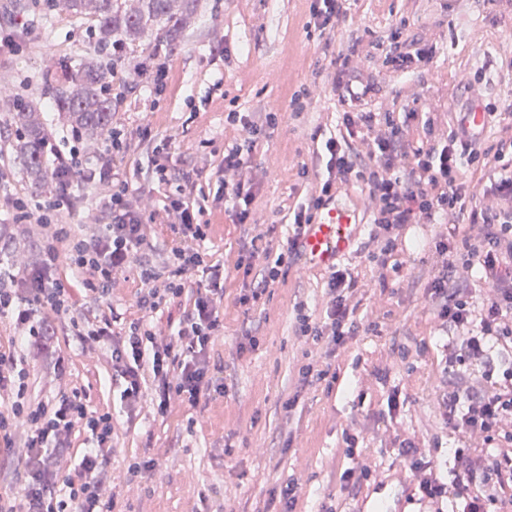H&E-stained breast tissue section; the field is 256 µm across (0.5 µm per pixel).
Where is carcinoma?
<instances>
[{"instance_id":"cac0c4a2","label":"carcinoma","mask_w":512,"mask_h":512,"mask_svg":"<svg viewBox=\"0 0 512 512\" xmlns=\"http://www.w3.org/2000/svg\"><path fill=\"white\" fill-rule=\"evenodd\" d=\"M198 0H137L125 10L118 0H63L69 13L93 23L97 46L76 68L45 79L44 88L70 126L95 139L107 130L112 119V68L101 60L108 47H126L139 40L153 25L160 27L168 46H175L178 34L192 15ZM18 136L14 151L33 183L41 187L45 169L48 133L42 113L32 101L21 102L8 113Z\"/></svg>"}]
</instances>
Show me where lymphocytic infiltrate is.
I'll return each instance as SVG.
<instances>
[{
    "label": "lymphocytic infiltrate",
    "instance_id": "lymphocytic-infiltrate-1",
    "mask_svg": "<svg viewBox=\"0 0 512 512\" xmlns=\"http://www.w3.org/2000/svg\"><path fill=\"white\" fill-rule=\"evenodd\" d=\"M375 46L396 69L427 62L431 55L399 29L378 38ZM355 54L352 47L337 53L325 75L338 101L348 106L343 130L321 144L325 168L306 202L293 211L294 232L285 253L268 244L261 250V263H246L251 281L239 302H257L274 285L285 260L300 255L302 238L318 210L342 190L357 187L365 194L372 224L368 242L377 248L372 259L379 282L388 280V257L407 225H439L427 292L435 305L437 329L446 338L448 381L440 418L459 443L453 476H443L418 439L394 440L392 448L408 462L414 490L427 512H512V99L486 110V121L496 130L492 144H484L460 121L446 141H438L429 119L425 142L413 147L407 132L409 121L417 117L414 110H405L400 119L390 112L364 111L374 87L358 77L352 64ZM227 119L240 124L246 138L224 154V199L235 222L247 224L253 219L250 205L257 191L242 174L276 115L269 112L259 120L251 112H231ZM110 139V146L86 164L56 160L53 175L59 192L49 210L69 208L70 174L77 167L84 180L111 183L102 205L111 223L87 240L72 238L66 225H55L39 243L38 265L21 277L0 276V318H10L18 329L11 346L0 347V450L18 453L24 467L20 492L0 491V512H104L115 503L109 467L114 418L89 410L83 388L67 382L65 345L104 357L129 408L140 401L149 381L156 386L161 415L172 399L195 405L210 392L224 390L209 364V348L222 328L224 269L212 266L208 283L186 286L189 274L204 263L198 247L206 237L203 212L166 197L163 219L178 227L188 243L172 247L168 267H159L154 246L141 233L135 192L115 179V157L123 145L120 132H112ZM474 171L479 181L471 180ZM63 254L90 291L107 293L114 276L134 268L144 285L142 309L157 311L187 289L193 306L165 336L148 321L115 330L105 314L75 312L58 278ZM357 283L348 269L332 271L322 301L324 318L313 322L301 316L299 338L325 344L331 355L347 348L360 331ZM58 320L68 322L69 335L58 334ZM31 362L48 366L59 385L54 396L28 397ZM79 438L87 447L74 469L64 470L62 460Z\"/></svg>",
    "mask_w": 512,
    "mask_h": 512
}]
</instances>
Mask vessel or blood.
<instances>
[{
	"mask_svg": "<svg viewBox=\"0 0 512 512\" xmlns=\"http://www.w3.org/2000/svg\"><path fill=\"white\" fill-rule=\"evenodd\" d=\"M359 225L351 209L333 202L324 206L304 237L305 262L318 268L336 266L354 250Z\"/></svg>",
	"mask_w": 512,
	"mask_h": 512,
	"instance_id": "b4317fda",
	"label": "vessel or blood"
}]
</instances>
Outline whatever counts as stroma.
Returning a JSON list of instances; mask_svg holds the SVG:
<instances>
[{"label":"stroma","mask_w":512,"mask_h":512,"mask_svg":"<svg viewBox=\"0 0 512 512\" xmlns=\"http://www.w3.org/2000/svg\"><path fill=\"white\" fill-rule=\"evenodd\" d=\"M25 2L20 12L15 0H0V35L13 39L12 46L0 48V80L11 82L16 99L39 107L50 133L48 155L74 153L86 160L107 145V137L88 139L64 122L52 96L44 93L42 78L77 65L93 49L95 32L64 6ZM309 6L310 0H198L175 49L165 47L153 26L122 52L102 54L120 77L112 86L111 125L123 133L125 149L114 171L137 193L143 231L158 248L157 261H165V249L181 241L171 225L155 218L165 197L180 190L187 202L204 207L208 223L200 245L206 265L194 271V279L206 280L211 265L224 267V329L210 351L224 393L201 398L195 406L175 402L161 416L152 404L155 388L148 384L141 404L129 412L103 360L69 350V371L84 386L90 409L121 417L111 459L120 512H281L280 488L290 479L298 485L299 512H319L325 503L335 512H356L364 493L379 486L391 493L399 479L410 478L408 465L388 450L397 434L425 438L435 462L447 471L454 466L448 450L455 437L436 412L448 377L445 338L434 328L427 293L438 225L409 227L395 254L401 269L382 287L363 247L370 231L364 195L354 188L337 194V202L355 209L361 221L359 243L341 262L358 273L364 290L356 319L376 322L377 328L361 332L349 349L330 359L333 385L302 386L301 367L326 358V347L310 349L297 338L296 316L301 309L320 316L330 272L297 261L253 306L240 305L249 279L237 261L248 256L253 232L224 209V152L245 138L225 115H278L252 153L251 176L259 184L253 204L259 223L272 226L274 242H285L293 209L311 188L298 172L304 167L314 172L320 165L312 136L327 138L340 129L342 108L320 72L351 46L352 35L380 36L401 25L406 35L431 44L430 60L406 71L384 65L377 55L356 60L375 85L368 109L396 112L398 94L414 99L418 119L409 134L417 144L423 120L447 111L451 100L499 104L512 97V84L501 72L502 59L512 55V0H497L489 9L480 0H350L345 18L324 33L309 27ZM148 57L168 72L162 88L154 87L151 72L136 68ZM465 70L476 74L468 91L460 87ZM303 89L310 104L297 117L290 101ZM14 141L0 97V225L9 227L0 236V271L20 276L40 259L37 218L56 186L34 188ZM158 161L167 164L169 183L155 179ZM72 179L80 188L57 221L69 225L72 235L88 237L105 221L103 192L82 183L80 174ZM17 201L31 214L19 226L13 223ZM59 278L71 289L77 309L114 314L121 327L144 315L136 271L116 276L103 298L84 290L68 265L60 266ZM249 334L255 345L246 344ZM394 394L399 408L392 413L387 401ZM349 435L378 470L357 494L339 483L348 465L344 439ZM147 461L152 470L130 474L131 464Z\"/></svg>","instance_id":"stroma-1"}]
</instances>
